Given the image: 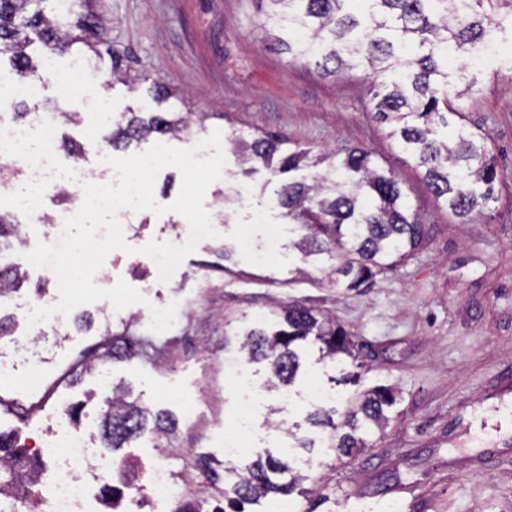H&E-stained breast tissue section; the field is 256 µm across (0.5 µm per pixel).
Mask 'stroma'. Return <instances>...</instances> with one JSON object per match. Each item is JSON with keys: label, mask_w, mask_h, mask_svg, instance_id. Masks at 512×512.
Here are the masks:
<instances>
[{"label": "stroma", "mask_w": 512, "mask_h": 512, "mask_svg": "<svg viewBox=\"0 0 512 512\" xmlns=\"http://www.w3.org/2000/svg\"><path fill=\"white\" fill-rule=\"evenodd\" d=\"M94 8L111 54L93 57L84 49L50 56L37 41L30 54L51 58L57 73L75 57L90 58L96 94L115 119L156 111L152 86L164 83L175 93L167 108L190 118L171 146L191 148L220 130L226 164L204 198L217 235L200 241L168 283H155L143 246L172 241L187 232V222L170 209L160 216L134 212L127 250L110 252L93 282L109 289L126 281L147 303L119 318L106 300L78 306L76 314L91 320L87 327L76 324V314L28 326L27 304L40 298L53 306L60 294L51 268L26 266L23 284L0 296V315L13 323L0 340V368L12 377L0 383V433L30 448L64 422L101 446L105 399L113 387L126 386L133 399L166 411L176 427L167 447H158L147 429L118 456L138 450L196 481L204 480L201 463L209 461L219 490L231 488L236 470L264 450L304 458L295 440L311 432L305 389L314 374H329L313 371L312 345L286 401L269 390L266 365L250 364L266 394L255 425L274 436L235 457L224 452V429L237 404L228 362L240 355L239 336L277 304L297 302L329 315L359 344L365 367L352 383L333 386L337 407L377 386L394 388L398 397L370 448L307 470L305 495L269 498L262 512L284 505L290 512H512V424L503 415L512 409V60L474 73L465 125L486 137L497 180L483 223L464 224L387 138L375 117L370 77L360 69L328 74L275 46L263 29L266 0H95ZM116 66L129 82L114 80ZM108 132L102 120L60 125L58 136L79 143L84 167L98 172ZM263 132L290 137L315 154L355 146L372 152L427 225L423 245L360 291L329 285L332 263L323 255L283 252L257 263L269 225H277L285 243L300 235L275 212L268 224L253 221L254 198L271 173L259 163L242 164L230 140ZM244 224L252 227L246 243L239 236ZM171 302L178 305L175 325L151 332V306ZM111 336L144 340L150 348L110 359L105 383L87 361L105 354ZM35 362L46 382L31 396L22 385ZM185 398L197 403L194 418L182 411Z\"/></svg>", "instance_id": "obj_1"}]
</instances>
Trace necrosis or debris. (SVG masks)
<instances>
[{"instance_id":"4bbe7bcc","label":"necrosis or debris","mask_w":512,"mask_h":512,"mask_svg":"<svg viewBox=\"0 0 512 512\" xmlns=\"http://www.w3.org/2000/svg\"><path fill=\"white\" fill-rule=\"evenodd\" d=\"M37 93L34 83L23 88L0 91V158L25 172L27 185L13 201V212L46 224L53 234H61L66 218L75 214L84 201L81 184H104L115 177L114 170L95 175L79 166L63 162L57 147V122L49 115L36 116L20 125L8 116L17 99ZM75 188L70 207L49 213L48 202L61 189ZM232 378L241 392L237 413L224 430V445L235 450L241 441L253 438V424L260 395L243 366H234ZM37 455L48 461L44 470L21 468L20 483H35L46 489L41 501L42 512H103L95 487L106 482L119 488L112 500V512H132L142 498H149L154 512H176L178 506L195 502L185 477L169 468L147 461L139 453L124 457L113 470H106L99 449L90 446L86 437L61 427L43 438Z\"/></svg>"}]
</instances>
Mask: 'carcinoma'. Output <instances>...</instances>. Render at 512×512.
Returning a JSON list of instances; mask_svg holds the SVG:
<instances>
[{
    "label": "carcinoma",
    "instance_id": "cac0c4a2",
    "mask_svg": "<svg viewBox=\"0 0 512 512\" xmlns=\"http://www.w3.org/2000/svg\"><path fill=\"white\" fill-rule=\"evenodd\" d=\"M44 0H0V52L9 55L17 77H38L39 64L26 52L28 34L37 35L55 54L70 53L82 44L97 52L87 34L100 28L93 0H70L63 12L51 15ZM275 44L301 57L313 58L324 70L340 72L363 67L393 80L376 103V118L388 124L387 137L397 141L423 169L435 198L466 223L480 215L493 199L497 177L486 139L464 125L452 133L448 116L465 120V99L472 82L466 71H448V47L465 55L477 47L492 28L512 29V0H269ZM181 112H150L144 118L132 112L115 121L108 145L125 150L148 137L176 136L186 129ZM231 142L245 162L262 163L272 175L314 168L322 159L282 137L264 134L245 142ZM275 200L284 216L307 230L294 247L303 255L326 254L336 260V286L358 291L394 269L426 239V225L411 213L399 181L381 169L371 153L348 148L326 173L311 174V183L280 181L260 195L256 204ZM22 244L20 224L0 212V241ZM25 277L22 261L0 269V295L15 290ZM269 328L246 333L240 350L248 361L268 363L276 382L270 388L290 386L300 368L297 344L314 337L321 358L346 355L357 359L352 336L340 325L313 309L289 303L268 320ZM395 404L391 389L378 387L335 421L336 409H317L308 421L329 430L327 447L351 455L368 446L365 435L387 420L386 409ZM156 438H168L172 419L163 411L130 399V391L112 390L101 420L106 448H122L148 423ZM0 457H25V449L0 433ZM288 462L266 454L237 474L230 500L231 512H244L270 493L288 495L297 478L281 481L290 472ZM0 497L19 488L17 473L0 463Z\"/></svg>",
    "mask_w": 512,
    "mask_h": 512
}]
</instances>
